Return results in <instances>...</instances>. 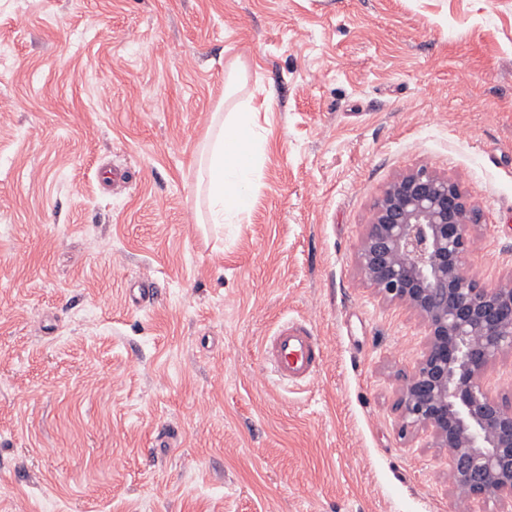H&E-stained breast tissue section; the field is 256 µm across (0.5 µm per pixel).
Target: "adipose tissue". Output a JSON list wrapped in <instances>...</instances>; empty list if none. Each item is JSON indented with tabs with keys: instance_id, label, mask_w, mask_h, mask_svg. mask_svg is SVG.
<instances>
[{
	"instance_id": "ef3b65f1",
	"label": "adipose tissue",
	"mask_w": 512,
	"mask_h": 512,
	"mask_svg": "<svg viewBox=\"0 0 512 512\" xmlns=\"http://www.w3.org/2000/svg\"><path fill=\"white\" fill-rule=\"evenodd\" d=\"M245 126L246 120L241 116L221 123L218 132L209 137L204 145L210 223H233L251 207L263 142L261 138H254L249 160H240L239 145Z\"/></svg>"
}]
</instances>
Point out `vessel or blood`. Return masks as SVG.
I'll return each mask as SVG.
<instances>
[{
  "label": "vessel or blood",
  "instance_id": "b4317fda",
  "mask_svg": "<svg viewBox=\"0 0 512 512\" xmlns=\"http://www.w3.org/2000/svg\"><path fill=\"white\" fill-rule=\"evenodd\" d=\"M262 356L276 381L294 386L311 382L323 365L313 327L302 318L280 321L268 337Z\"/></svg>",
  "mask_w": 512,
  "mask_h": 512
}]
</instances>
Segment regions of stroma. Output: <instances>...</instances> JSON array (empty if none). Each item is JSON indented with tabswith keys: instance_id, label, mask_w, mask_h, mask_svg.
Masks as SVG:
<instances>
[{
	"instance_id": "obj_1",
	"label": "stroma",
	"mask_w": 512,
	"mask_h": 512,
	"mask_svg": "<svg viewBox=\"0 0 512 512\" xmlns=\"http://www.w3.org/2000/svg\"><path fill=\"white\" fill-rule=\"evenodd\" d=\"M236 62L264 158L202 224ZM422 165L512 280V0H0V512H459L392 410L424 323L356 264ZM302 315L324 366L284 388L261 343Z\"/></svg>"
}]
</instances>
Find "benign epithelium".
I'll return each mask as SVG.
<instances>
[{
	"label": "benign epithelium",
	"instance_id": "7a95c632",
	"mask_svg": "<svg viewBox=\"0 0 512 512\" xmlns=\"http://www.w3.org/2000/svg\"><path fill=\"white\" fill-rule=\"evenodd\" d=\"M478 214L459 184L427 165L396 177L376 200L356 262L389 303L426 325L424 350L400 373L399 433L424 431L448 450V483L465 503L512 512V401L488 384L490 365L512 351V282L484 285L470 271Z\"/></svg>",
	"mask_w": 512,
	"mask_h": 512
}]
</instances>
